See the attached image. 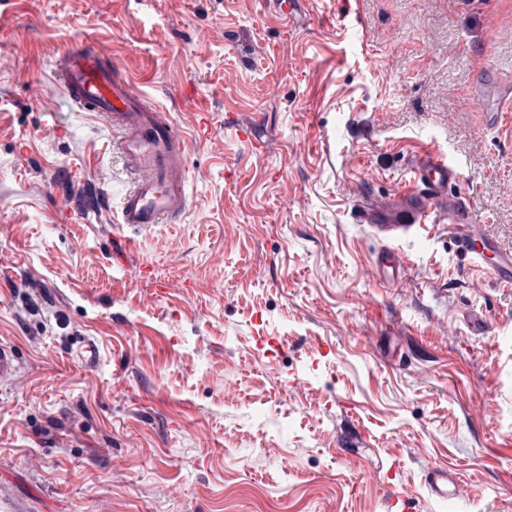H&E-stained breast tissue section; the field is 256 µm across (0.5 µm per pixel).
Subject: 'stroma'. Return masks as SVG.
<instances>
[{
  "label": "stroma",
  "mask_w": 512,
  "mask_h": 512,
  "mask_svg": "<svg viewBox=\"0 0 512 512\" xmlns=\"http://www.w3.org/2000/svg\"><path fill=\"white\" fill-rule=\"evenodd\" d=\"M6 0L0 6V512H512V288L441 222L385 241L436 146L512 248V0ZM101 50L187 131L189 208L126 248L112 128L58 76ZM256 123L252 147L239 125ZM94 195L96 208L69 216ZM151 266L153 279L131 275ZM167 292H159V284ZM458 472L454 500L427 472ZM374 267L376 280L386 284L397 282L403 270L402 261L391 249L384 250L377 256ZM456 473L442 468H433L427 476L426 490L428 495L440 502H447L453 497L450 487L456 482Z\"/></svg>",
  "instance_id": "stroma-1"
}]
</instances>
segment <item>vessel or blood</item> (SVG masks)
Here are the masks:
<instances>
[{
    "label": "vessel or blood",
    "mask_w": 512,
    "mask_h": 512,
    "mask_svg": "<svg viewBox=\"0 0 512 512\" xmlns=\"http://www.w3.org/2000/svg\"><path fill=\"white\" fill-rule=\"evenodd\" d=\"M60 70L70 103L120 131L117 147L134 176L117 212L118 224L130 232L126 245L157 225L181 223L190 202L182 123L152 103L129 77L106 65L97 51L67 52ZM411 172L408 184L389 202L356 206L357 221L389 240L424 224L444 220L455 224L458 248L486 265L497 284L512 288V250L474 231L456 165L431 145L417 157ZM374 267L377 281L386 284L397 282L403 270L399 256L388 249L377 256ZM456 479L454 472L432 469L426 482L428 495L440 502L451 500L450 487Z\"/></svg>",
    "instance_id": "b4317fda"
}]
</instances>
